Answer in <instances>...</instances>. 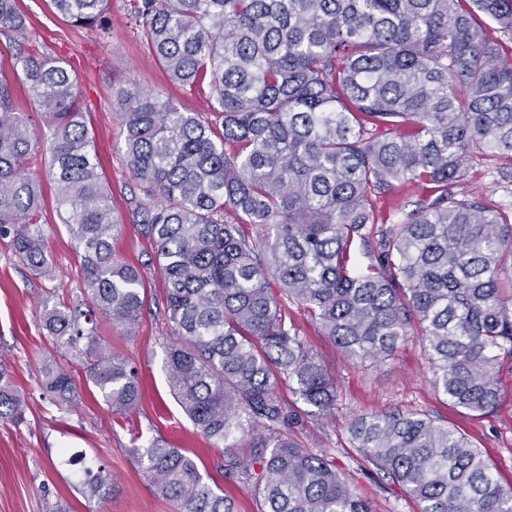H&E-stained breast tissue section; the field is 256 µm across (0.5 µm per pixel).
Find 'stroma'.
<instances>
[{"label": "stroma", "mask_w": 512, "mask_h": 512, "mask_svg": "<svg viewBox=\"0 0 512 512\" xmlns=\"http://www.w3.org/2000/svg\"><path fill=\"white\" fill-rule=\"evenodd\" d=\"M18 5L27 23L25 48L60 58L76 78L101 173L122 223L112 250L116 259L141 270L146 306L133 331L107 323L101 326L113 352L127 358L139 375L141 399L133 412L112 414L100 392L83 384L80 371L75 374L81 382L76 404L58 407L44 399L39 369L53 345L40 327L41 305L48 298L56 304L69 301L84 282L80 253L59 216L48 157L37 155L31 170L40 178L41 222L57 277L52 281L35 277L0 240V366L22 402L20 420L0 419V512H173L172 504L155 491L139 459L140 450L157 436L194 458L206 481L233 499L236 512H258L252 489L225 479V448L207 440L170 393L164 362L171 327L164 313L163 277L151 262L152 244L132 222L129 202L140 186L127 166L113 92L135 84L182 111L201 113L210 110L208 96L169 79L130 19V0H109L107 23L102 27L72 23L56 13L51 0H18ZM463 186L467 194L485 201L512 204V176L501 174L484 159L471 162ZM287 314L339 386L333 414L316 418L309 416L291 382L280 383L281 399L307 419L294 438L306 448L331 449L341 478L369 503L372 512H419V506L356 448L348 423L360 414L412 410L458 428L473 447L482 450L500 483L512 486L511 367L500 373L498 411L475 418L454 409L433 388L417 339L401 345L391 359L370 365L345 356L298 307H288ZM65 451L104 463L112 473L111 493L94 499L80 494L74 487L78 469L63 462Z\"/></svg>", "instance_id": "1"}]
</instances>
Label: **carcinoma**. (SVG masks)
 <instances>
[{
	"instance_id": "1",
	"label": "carcinoma",
	"mask_w": 512,
	"mask_h": 512,
	"mask_svg": "<svg viewBox=\"0 0 512 512\" xmlns=\"http://www.w3.org/2000/svg\"><path fill=\"white\" fill-rule=\"evenodd\" d=\"M71 21H103L107 0H52ZM170 79L205 89L209 116L131 87L114 93L127 164L142 196L133 223L156 250L172 339L164 369L186 415L213 444L253 451L224 473L252 485L259 512H370L328 450L285 436L281 379L326 416L337 386L288 319L294 304L346 355L384 361L416 335L435 389L472 417L492 415L498 373L512 364V208L455 191L476 151L512 171V0H132ZM0 28L25 39L17 0ZM27 91L51 131L49 171L62 222L82 251V294L44 304L55 354L40 388L78 397L73 363L112 413L138 405L140 380L99 336L96 317L126 330L144 299L139 271L118 261L121 228L76 79L45 52H20ZM12 85L0 79V239L42 279L56 278L39 223L42 196L25 165L40 149ZM397 184L433 190L400 223L377 226L374 199ZM233 212L260 227L245 235ZM369 258L360 267L354 245ZM0 418H21L1 384ZM368 462L419 512H512L481 451L426 414H362L349 423ZM140 462L174 512H235L194 459L162 437ZM81 493L112 489L85 463Z\"/></svg>"
}]
</instances>
